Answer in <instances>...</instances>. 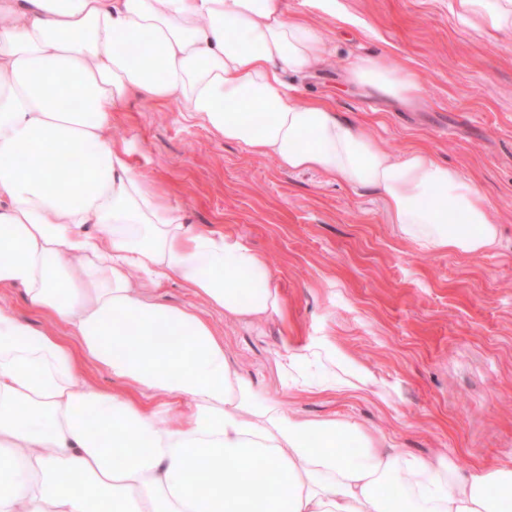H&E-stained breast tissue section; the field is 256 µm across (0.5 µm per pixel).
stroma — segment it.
<instances>
[{"instance_id":"1","label":"stroma","mask_w":512,"mask_h":512,"mask_svg":"<svg viewBox=\"0 0 512 512\" xmlns=\"http://www.w3.org/2000/svg\"><path fill=\"white\" fill-rule=\"evenodd\" d=\"M326 28L325 65L286 75L301 100L330 101L396 155L410 146L475 179L501 229L478 258L434 254L398 237L383 202L183 122L176 105L132 103L110 131L138 170L166 184L191 223L266 255L287 320L249 327L213 314L224 348L259 392L309 419L349 416L387 444L450 456L469 472L512 461V35L465 29L448 0H287ZM386 54L413 72L414 103L347 80L356 57ZM327 336L379 381L378 394L284 389V336Z\"/></svg>"}]
</instances>
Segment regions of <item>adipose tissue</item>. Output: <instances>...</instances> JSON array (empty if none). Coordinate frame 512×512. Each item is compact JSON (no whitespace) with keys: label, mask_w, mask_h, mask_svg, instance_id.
<instances>
[{"label":"adipose tissue","mask_w":512,"mask_h":512,"mask_svg":"<svg viewBox=\"0 0 512 512\" xmlns=\"http://www.w3.org/2000/svg\"><path fill=\"white\" fill-rule=\"evenodd\" d=\"M466 26L512 34V0H454ZM0 293L21 290L55 329L0 303V512H504L512 463L461 475L349 417L300 418L262 396L195 308L148 294L177 281L245 325L287 319L264 254L191 224L112 141L132 101L289 171L316 170L383 201L400 237L478 257L499 227L472 179L421 147L383 152L366 127L284 76L331 53L285 0H0ZM350 82L415 100L390 59ZM80 163L60 181L55 161ZM126 384L86 379L85 363ZM283 388L370 392L377 380L326 338L284 341ZM207 459L206 481L194 468ZM264 470L256 480V470ZM399 482L403 491L383 495Z\"/></svg>","instance_id":"obj_1"}]
</instances>
